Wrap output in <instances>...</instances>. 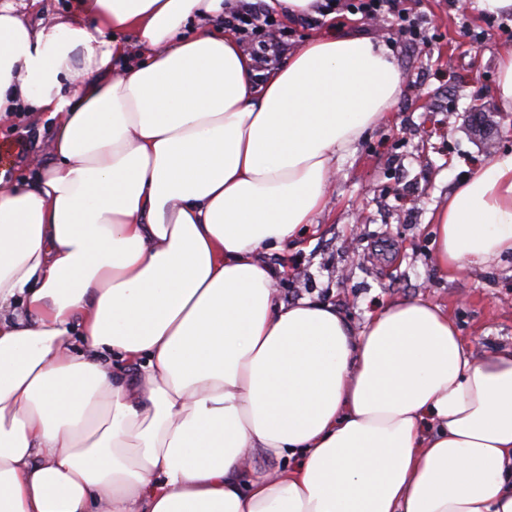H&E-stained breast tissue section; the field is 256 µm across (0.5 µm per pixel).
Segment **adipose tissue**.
Segmentation results:
<instances>
[{
	"label": "adipose tissue",
	"mask_w": 512,
	"mask_h": 512,
	"mask_svg": "<svg viewBox=\"0 0 512 512\" xmlns=\"http://www.w3.org/2000/svg\"><path fill=\"white\" fill-rule=\"evenodd\" d=\"M239 7L34 27L0 0V118L52 122L35 181L0 180V512H512V347L470 357L423 299L354 331L264 260L390 118L395 59L332 33L263 68L215 26ZM434 235L450 279L512 255L511 153ZM257 449L293 463L247 470Z\"/></svg>",
	"instance_id": "obj_1"
}]
</instances>
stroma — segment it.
Returning a JSON list of instances; mask_svg holds the SVG:
<instances>
[{"instance_id": "obj_1", "label": "stroma", "mask_w": 512, "mask_h": 512, "mask_svg": "<svg viewBox=\"0 0 512 512\" xmlns=\"http://www.w3.org/2000/svg\"><path fill=\"white\" fill-rule=\"evenodd\" d=\"M402 5L422 28V43L405 45L389 20L345 10L329 21L279 18L288 39L269 64L336 31L386 43L406 84L392 119L366 131L337 164L328 210L267 261L282 271L280 300L310 296L331 303L357 330L393 299L444 306L478 356L512 346V258L446 280L432 262L431 224L436 206L477 168L512 153V112L495 98L498 48L512 43V16L483 15L450 0ZM49 140L44 114L22 109L0 122V141L25 145L7 169L10 180L36 178Z\"/></svg>"}]
</instances>
